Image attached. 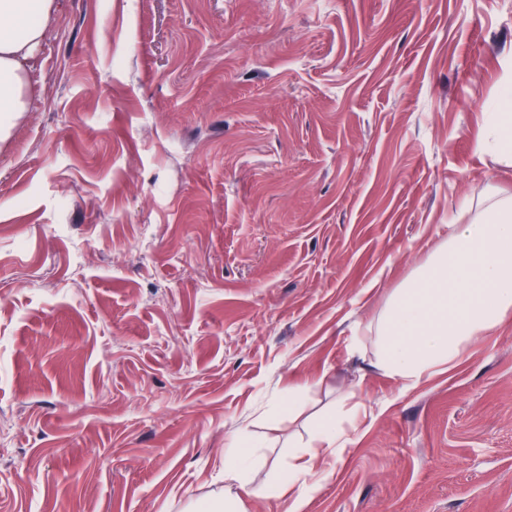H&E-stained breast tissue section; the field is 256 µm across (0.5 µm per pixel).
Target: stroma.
<instances>
[{
    "label": "stroma",
    "mask_w": 512,
    "mask_h": 512,
    "mask_svg": "<svg viewBox=\"0 0 512 512\" xmlns=\"http://www.w3.org/2000/svg\"><path fill=\"white\" fill-rule=\"evenodd\" d=\"M0 141V512H184L339 413L307 512H512V322L406 386L403 283L512 158V0H62ZM502 112H493L490 123L495 128L498 151L512 156V96L511 88L504 90Z\"/></svg>",
    "instance_id": "stroma-1"
}]
</instances>
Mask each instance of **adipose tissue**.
<instances>
[{
  "mask_svg": "<svg viewBox=\"0 0 512 512\" xmlns=\"http://www.w3.org/2000/svg\"><path fill=\"white\" fill-rule=\"evenodd\" d=\"M58 0H0V140L7 137L32 91V60ZM512 321V196L492 193L482 211L448 227V239L396 296L381 325L378 367L416 383L451 369L473 341ZM337 417L316 429L307 456L256 489L247 436L224 450V492L196 502L192 512H246L245 501L282 497L297 482L317 484L320 454L345 448Z\"/></svg>",
  "mask_w": 512,
  "mask_h": 512,
  "instance_id": "obj_1",
  "label": "adipose tissue"
}]
</instances>
